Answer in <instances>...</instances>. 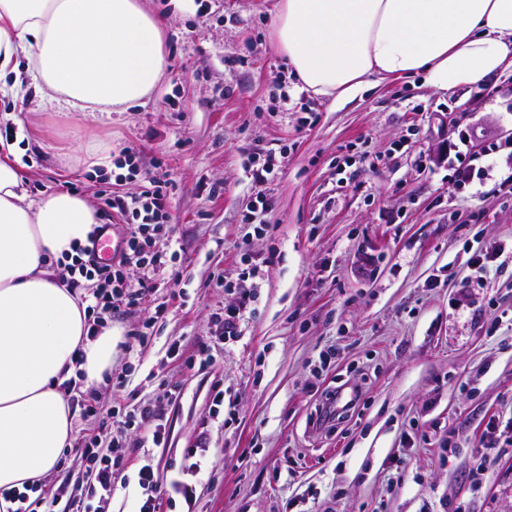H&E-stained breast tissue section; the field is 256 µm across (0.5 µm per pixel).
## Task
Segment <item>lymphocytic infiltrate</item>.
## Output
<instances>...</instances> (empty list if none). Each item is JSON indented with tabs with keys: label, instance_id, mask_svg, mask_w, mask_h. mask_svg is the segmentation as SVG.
Returning <instances> with one entry per match:
<instances>
[{
	"label": "lymphocytic infiltrate",
	"instance_id": "lymphocytic-infiltrate-1",
	"mask_svg": "<svg viewBox=\"0 0 512 512\" xmlns=\"http://www.w3.org/2000/svg\"><path fill=\"white\" fill-rule=\"evenodd\" d=\"M461 145L456 151L458 165L455 169L459 186L470 187L482 180L494 168L488 157L491 153L512 149V140H498L488 147L475 149L472 135L462 130L458 133ZM106 211L127 217L128 231L109 263H100L94 252L93 242L104 234L105 225H97L92 243L78 247L71 263L65 264L63 281L67 287L79 292L87 304L86 312L91 332L105 328L108 319L118 307L135 310L142 300L152 293L154 279L169 263L175 262L177 252L158 247L157 238L162 230L160 219L165 214L167 197L158 180H150L144 190L124 197L104 200ZM89 474V489L100 498H111L115 490L113 462L120 459L123 447L113 443L103 449L98 444L84 448ZM138 484L145 498L139 512H162L165 494L191 498L193 488L186 482L173 481L168 491H161L151 461H143L138 470Z\"/></svg>",
	"mask_w": 512,
	"mask_h": 512
}]
</instances>
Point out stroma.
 Listing matches in <instances>:
<instances>
[{"mask_svg":"<svg viewBox=\"0 0 512 512\" xmlns=\"http://www.w3.org/2000/svg\"><path fill=\"white\" fill-rule=\"evenodd\" d=\"M275 2L144 0L171 21L169 67L146 106L70 118L31 93L0 98L30 200L62 187L98 209L102 191L126 196L154 175L182 249L177 276L113 319L110 368L124 385L76 391L73 441L41 493L88 498L83 449L117 440L125 483L88 498L92 512H139L146 456L161 487L195 488L167 512H512V194L499 186L512 162L494 154L491 176L462 188L443 158L464 125L481 147L512 139L499 91L512 66L479 92L413 78L346 101L305 94L271 44ZM81 142L111 144V166L76 165ZM270 155L280 174L262 227L244 168ZM480 248L502 254L479 274ZM251 267L240 334L217 343L213 315ZM207 345L210 364L185 365ZM346 385L362 391L354 408L318 424L326 393ZM167 386L164 439L143 442L121 416ZM88 404L120 415L84 416ZM487 434L499 446L484 452Z\"/></svg>","mask_w":512,"mask_h":512,"instance_id":"1","label":"stroma"}]
</instances>
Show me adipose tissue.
I'll use <instances>...</instances> for the list:
<instances>
[{
    "mask_svg": "<svg viewBox=\"0 0 512 512\" xmlns=\"http://www.w3.org/2000/svg\"><path fill=\"white\" fill-rule=\"evenodd\" d=\"M165 18L142 0H0V96L23 84L57 113L122 112L157 86ZM273 44L303 88L337 99L382 79L482 90L512 60V0H278ZM13 145L0 154V492L57 469L73 440L64 384L98 380L112 330L89 337L85 308L47 268L99 222L76 194L27 200Z\"/></svg>",
    "mask_w": 512,
    "mask_h": 512,
    "instance_id": "adipose-tissue-1",
    "label": "adipose tissue"
}]
</instances>
